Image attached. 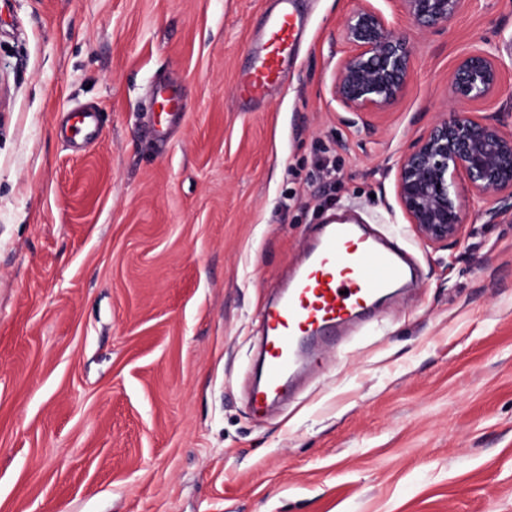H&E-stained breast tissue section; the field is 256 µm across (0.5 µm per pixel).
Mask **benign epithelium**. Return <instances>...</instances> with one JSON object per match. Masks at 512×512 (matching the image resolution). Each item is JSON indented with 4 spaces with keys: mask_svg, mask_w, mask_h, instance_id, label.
<instances>
[{
    "mask_svg": "<svg viewBox=\"0 0 512 512\" xmlns=\"http://www.w3.org/2000/svg\"><path fill=\"white\" fill-rule=\"evenodd\" d=\"M421 31L449 24L468 0H399ZM346 51L336 62L331 95L354 115L352 124L370 125L373 115L402 95L414 67L409 39L391 26L370 0H356L341 33ZM502 64L491 51L474 48L457 60L450 77L452 100L483 104L501 94ZM472 203H491L490 218L512 216V128L458 107L441 117L403 153L396 193L408 223L429 244L457 240L464 224L459 187Z\"/></svg>",
    "mask_w": 512,
    "mask_h": 512,
    "instance_id": "benign-epithelium-1",
    "label": "benign epithelium"
}]
</instances>
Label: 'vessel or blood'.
I'll use <instances>...</instances> for the list:
<instances>
[{"label": "vessel or blood", "mask_w": 512, "mask_h": 512, "mask_svg": "<svg viewBox=\"0 0 512 512\" xmlns=\"http://www.w3.org/2000/svg\"><path fill=\"white\" fill-rule=\"evenodd\" d=\"M302 29L303 20L292 0H277L264 20L262 43L238 79L244 108H255L280 84L295 62L294 47ZM154 97L158 120L150 133L163 143L184 111L185 100L172 83L158 84ZM62 129L73 137L94 138L99 133L95 113L80 110L66 113ZM406 274L397 245L356 223L335 220L322 225L305 262L278 301L263 311L265 377L253 395L254 410L264 411L281 396L306 342L335 343L340 325L372 311Z\"/></svg>", "instance_id": "1"}]
</instances>
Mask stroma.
<instances>
[{
    "mask_svg": "<svg viewBox=\"0 0 512 512\" xmlns=\"http://www.w3.org/2000/svg\"><path fill=\"white\" fill-rule=\"evenodd\" d=\"M354 5L297 0V62L246 112L270 0H0V512H512V219L467 209L433 246L395 192L461 53L492 45L512 90V0L407 27L414 73L368 127L330 95ZM161 80L188 102L163 146ZM346 211L416 278L256 416L260 313ZM62 129L72 138L79 135L84 138H95L100 130L95 113L80 110L66 113Z\"/></svg>",
    "mask_w": 512,
    "mask_h": 512,
    "instance_id": "35a3bbf8",
    "label": "stroma"
}]
</instances>
